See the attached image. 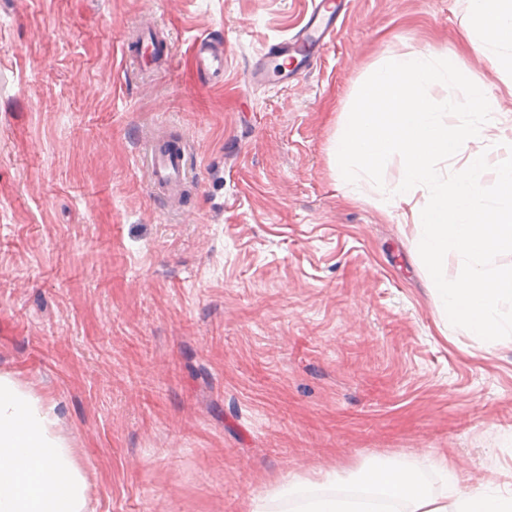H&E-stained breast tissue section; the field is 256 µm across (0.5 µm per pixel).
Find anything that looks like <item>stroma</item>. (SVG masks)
Masks as SVG:
<instances>
[{"mask_svg": "<svg viewBox=\"0 0 512 512\" xmlns=\"http://www.w3.org/2000/svg\"><path fill=\"white\" fill-rule=\"evenodd\" d=\"M309 0H0V372L58 404L88 512H295L386 460L512 494V340L445 322L416 230L329 162L372 71L424 51L499 97L466 0H352L309 71L250 78ZM169 58L143 64L146 16ZM224 42V80L192 43ZM194 171L179 204L143 144Z\"/></svg>", "mask_w": 512, "mask_h": 512, "instance_id": "obj_1", "label": "stroma"}]
</instances>
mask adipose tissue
<instances>
[{
	"mask_svg": "<svg viewBox=\"0 0 512 512\" xmlns=\"http://www.w3.org/2000/svg\"><path fill=\"white\" fill-rule=\"evenodd\" d=\"M466 29L489 62L512 71V0H467ZM356 484L359 494L341 497L318 493L315 483L301 479L285 490L302 512H383L388 504L399 512H512V496L454 478L447 495L435 498L415 471L396 461L362 468ZM88 490L55 402L0 372V512H87Z\"/></svg>",
	"mask_w": 512,
	"mask_h": 512,
	"instance_id": "adipose-tissue-1",
	"label": "adipose tissue"
}]
</instances>
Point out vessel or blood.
<instances>
[{"label": "vessel or blood", "instance_id": "obj_1", "mask_svg": "<svg viewBox=\"0 0 512 512\" xmlns=\"http://www.w3.org/2000/svg\"><path fill=\"white\" fill-rule=\"evenodd\" d=\"M334 0H311V12L304 27L292 38L272 45L265 57L259 58L252 68L253 78H261L268 60H276L280 80H287L294 72L293 63L308 58L313 50L324 49L336 37V9ZM196 65L207 80L218 82L224 78V48L209 38H201L194 45ZM146 165L150 188L176 194L188 178V163L183 149L161 152L154 144L146 146Z\"/></svg>", "mask_w": 512, "mask_h": 512}]
</instances>
